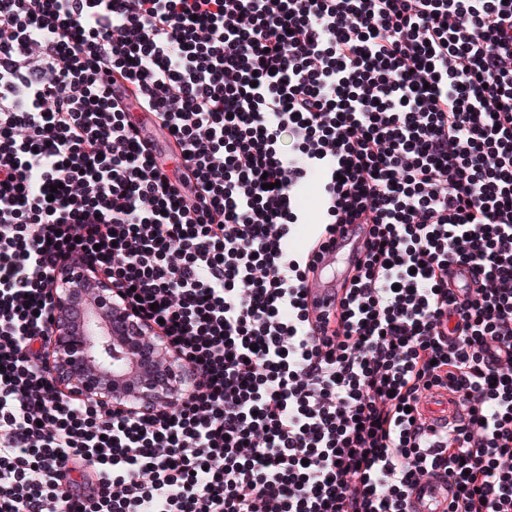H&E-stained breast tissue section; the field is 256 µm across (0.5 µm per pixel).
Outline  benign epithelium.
I'll return each mask as SVG.
<instances>
[{
  "mask_svg": "<svg viewBox=\"0 0 512 512\" xmlns=\"http://www.w3.org/2000/svg\"><path fill=\"white\" fill-rule=\"evenodd\" d=\"M47 364L58 388L109 409L173 405L194 383L190 370L118 296L101 271L72 260L52 288Z\"/></svg>",
  "mask_w": 512,
  "mask_h": 512,
  "instance_id": "1",
  "label": "benign epithelium"
}]
</instances>
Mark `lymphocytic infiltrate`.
Returning a JSON list of instances; mask_svg holds the SVG:
<instances>
[{
  "mask_svg": "<svg viewBox=\"0 0 512 512\" xmlns=\"http://www.w3.org/2000/svg\"><path fill=\"white\" fill-rule=\"evenodd\" d=\"M310 222L363 227L318 313ZM73 257L195 373L177 405L59 392ZM442 475L512 512V0H0V512H409ZM436 400H441L442 403H436ZM421 406L425 413V416L430 421H437L439 423L447 422L452 420L455 415L457 408L453 404L448 403V395L445 398H437L436 396H426Z\"/></svg>",
  "mask_w": 512,
  "mask_h": 512,
  "instance_id": "1",
  "label": "lymphocytic infiltrate"
}]
</instances>
